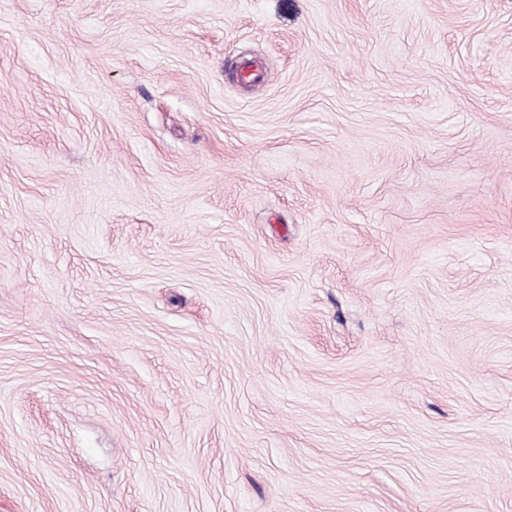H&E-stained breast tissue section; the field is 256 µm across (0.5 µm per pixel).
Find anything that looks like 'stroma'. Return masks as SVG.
<instances>
[{
    "label": "stroma",
    "mask_w": 512,
    "mask_h": 512,
    "mask_svg": "<svg viewBox=\"0 0 512 512\" xmlns=\"http://www.w3.org/2000/svg\"><path fill=\"white\" fill-rule=\"evenodd\" d=\"M0 512H512V0H0Z\"/></svg>",
    "instance_id": "1"
}]
</instances>
